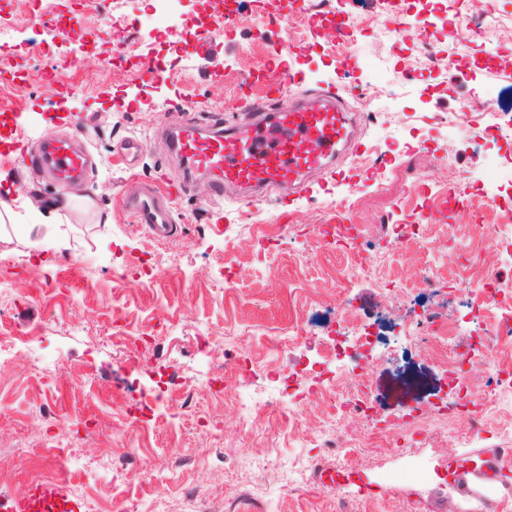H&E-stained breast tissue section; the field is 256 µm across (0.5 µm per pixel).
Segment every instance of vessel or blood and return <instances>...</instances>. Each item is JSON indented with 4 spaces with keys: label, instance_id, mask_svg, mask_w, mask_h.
Wrapping results in <instances>:
<instances>
[{
    "label": "vessel or blood",
    "instance_id": "1",
    "mask_svg": "<svg viewBox=\"0 0 512 512\" xmlns=\"http://www.w3.org/2000/svg\"><path fill=\"white\" fill-rule=\"evenodd\" d=\"M354 115L342 105L339 94L314 93L289 100L287 108L255 113L250 125H227L202 130L190 120L169 128L173 151L189 169L211 177V199L220 204L233 200V191L246 187L257 192L312 195V177L333 171L343 161L353 140ZM15 149L32 169L65 186L83 177L91 155L72 137L46 136L30 142L16 139ZM167 184H154L124 195L121 206L133 223L146 225L156 239L178 230L163 201ZM68 498L56 484L30 487L19 500V512H67Z\"/></svg>",
    "mask_w": 512,
    "mask_h": 512
}]
</instances>
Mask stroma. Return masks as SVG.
I'll return each mask as SVG.
<instances>
[{
	"instance_id": "1",
	"label": "stroma",
	"mask_w": 512,
	"mask_h": 512,
	"mask_svg": "<svg viewBox=\"0 0 512 512\" xmlns=\"http://www.w3.org/2000/svg\"><path fill=\"white\" fill-rule=\"evenodd\" d=\"M157 0H11L4 16L11 39L0 57L24 55L34 70L73 61L80 75L70 95L52 100L43 86L0 92L15 104L12 122L0 125V173L14 196L34 213L59 205L52 226L0 225V315L15 332L16 356L0 366V512H11L29 487H66L73 512H193L181 491L191 486L220 512H243L242 488L259 482L272 512H334L336 490L311 472L315 458L339 469L354 497V512H483L464 494L466 481L484 475L482 492L498 512H512V463L499 460L496 423L470 432L464 413L444 410L448 378L431 344L411 335L410 313L433 312L459 342L481 335L483 320L469 312L459 287L474 274L512 281V262L495 224L479 223L459 209L426 223L421 214L438 188L458 177L470 196L487 189L512 205V30L499 22L512 0H481L479 30L455 21L458 0H339L298 25L265 28L267 13L290 15L292 0L245 4L233 27L220 17L234 0H170L177 24L145 18ZM357 19L356 77L344 74L332 50L337 12ZM425 25V43L407 34L379 36L386 19ZM295 93L339 92L359 114L363 134L359 170L327 179L309 197L213 204L209 185H194L170 208L179 232L156 241L131 223L120 205L126 183L179 180L169 157L166 128L182 114L218 125L247 122L250 97L241 75L263 68L282 44ZM169 68L144 79V63ZM380 112L366 114L370 100ZM67 126L90 150L95 167L68 189L42 181L7 139H38ZM145 142L128 165L114 155L129 137ZM375 171L366 179L365 168ZM344 214L367 244V270L346 282L353 255L324 244L319 225ZM419 227L418 240L389 250L396 224ZM480 239L483 251L464 253ZM169 267L166 278L148 280L145 260ZM231 267L233 286L221 269ZM436 284L427 287L425 274ZM371 336L402 348L405 372L379 362L340 380L343 389L364 387L373 407L372 427L344 416L340 433L350 445L335 454L315 439L331 418L328 400L311 397L290 421L280 411L256 409L250 426L238 417L239 400L269 386V369L292 372L301 347L288 332L328 336L337 328L340 300ZM208 332L209 354L197 338ZM52 359L46 372L31 351ZM248 353L254 367L238 371ZM216 373L213 389L181 414L178 389L198 384L201 370ZM430 432L412 446L386 433ZM64 444L61 456L46 447ZM197 456L195 467L174 466L169 449ZM130 456L133 470L118 459ZM77 458L89 479L64 476ZM425 480L403 482L383 495L387 481L413 465Z\"/></svg>"
}]
</instances>
